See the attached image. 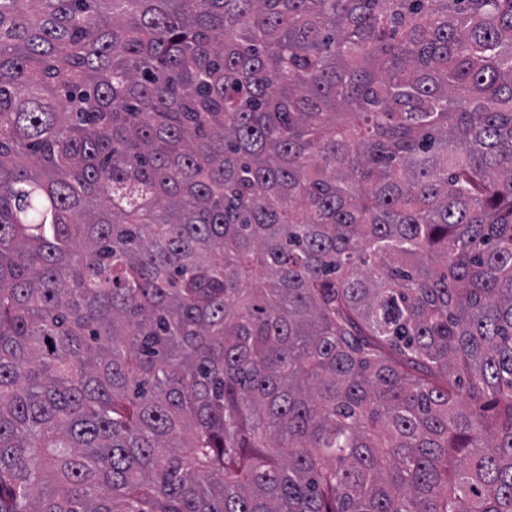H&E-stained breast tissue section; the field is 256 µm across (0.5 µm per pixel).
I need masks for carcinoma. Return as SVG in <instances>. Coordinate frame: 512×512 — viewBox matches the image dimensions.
<instances>
[{"instance_id": "cac0c4a2", "label": "carcinoma", "mask_w": 512, "mask_h": 512, "mask_svg": "<svg viewBox=\"0 0 512 512\" xmlns=\"http://www.w3.org/2000/svg\"><path fill=\"white\" fill-rule=\"evenodd\" d=\"M0 512H512V0H0Z\"/></svg>"}]
</instances>
